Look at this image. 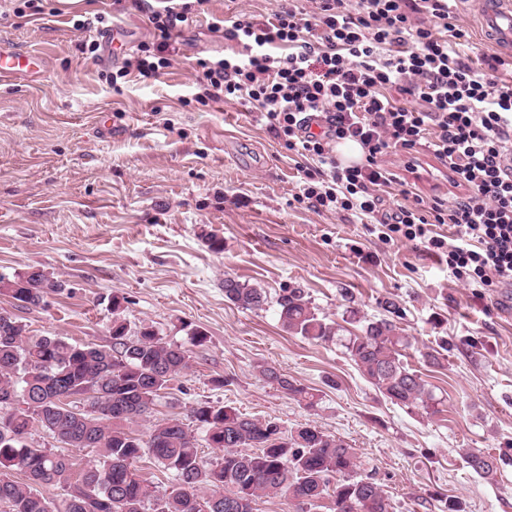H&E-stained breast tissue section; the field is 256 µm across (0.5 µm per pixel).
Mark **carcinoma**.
I'll list each match as a JSON object with an SVG mask.
<instances>
[{
  "label": "carcinoma",
  "mask_w": 512,
  "mask_h": 512,
  "mask_svg": "<svg viewBox=\"0 0 512 512\" xmlns=\"http://www.w3.org/2000/svg\"><path fill=\"white\" fill-rule=\"evenodd\" d=\"M58 287L39 269L11 279L0 276V292L22 308L40 305L44 289ZM224 297L245 309H260L268 301L264 289L232 277L224 278ZM277 305L285 332L312 342L336 335L301 289L288 290ZM25 332L17 318L0 312V394L22 399L30 393L43 416L41 428L74 449H93L96 460L77 469L73 455L31 442L38 423L34 414L0 410V505L8 512H55L39 491L44 485L64 491V512H252L256 499L278 496L298 501L301 512L321 507L328 496L332 512H389L380 485L358 474L355 449L315 426L284 437L272 421L201 402L192 418L208 446L222 455L205 459L178 417L154 425L145 440L135 435L130 424L151 414L161 392L190 367L189 349L150 327L131 334L116 317L109 345L70 343L58 336L31 339ZM407 345L392 321L377 319L362 334L346 338L342 347L391 403L439 414L443 401L401 359ZM262 374L306 407L317 405L316 394L275 369L265 368ZM88 388L99 416L89 420L61 411L66 392L78 395ZM146 455L173 472V485L161 491L138 474L134 464ZM464 459L483 479L497 473V459L488 453L468 450ZM14 471L21 478H14Z\"/></svg>",
  "instance_id": "carcinoma-1"
}]
</instances>
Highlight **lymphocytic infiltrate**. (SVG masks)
<instances>
[{
	"label": "lymphocytic infiltrate",
	"mask_w": 512,
	"mask_h": 512,
	"mask_svg": "<svg viewBox=\"0 0 512 512\" xmlns=\"http://www.w3.org/2000/svg\"><path fill=\"white\" fill-rule=\"evenodd\" d=\"M208 0H151L154 40L139 44L117 78L171 67L177 38ZM459 0H285L271 18L225 22L213 32L236 51L196 63V100H244L288 149L310 158L302 195L319 211L344 212L381 239L407 240L444 257L449 272L483 291L512 288L511 62L470 56ZM360 145L345 167L336 141ZM415 153L442 166L456 192L424 199L381 158ZM411 204L383 209L385 193ZM447 225V234L438 226Z\"/></svg>",
	"instance_id": "1"
}]
</instances>
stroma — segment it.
<instances>
[{
	"label": "stroma",
	"instance_id": "1",
	"mask_svg": "<svg viewBox=\"0 0 512 512\" xmlns=\"http://www.w3.org/2000/svg\"><path fill=\"white\" fill-rule=\"evenodd\" d=\"M0 0V42L42 57L39 78L0 84V276L43 270L62 288L36 307L0 295L27 334L72 343L111 341L110 300L130 332L153 327L187 344L203 330L190 369L164 391L149 418L180 417L191 433L198 403L276 422L283 434L312 425L354 448L362 475L382 487L390 512H512V288L480 293L446 263L409 241L385 242L344 212L299 198L307 161L270 133L244 100L193 101L198 59L230 51L212 17L266 18L279 0H208L179 38L166 74L131 73L120 90L106 77L127 51L83 53L89 34L72 18L105 14L134 43L152 39L142 0ZM111 117V136L96 123ZM224 241L209 248L205 236ZM233 277L264 289L248 310L224 297ZM304 289L316 312L357 334L363 321L391 317L409 340L404 363L444 400L435 416L394 405L336 342L285 332L276 300ZM391 300L398 314L382 307ZM438 354L439 365L426 353ZM275 368L316 389L300 405L261 374ZM497 456L491 480L463 453Z\"/></svg>",
	"mask_w": 512,
	"mask_h": 512
}]
</instances>
